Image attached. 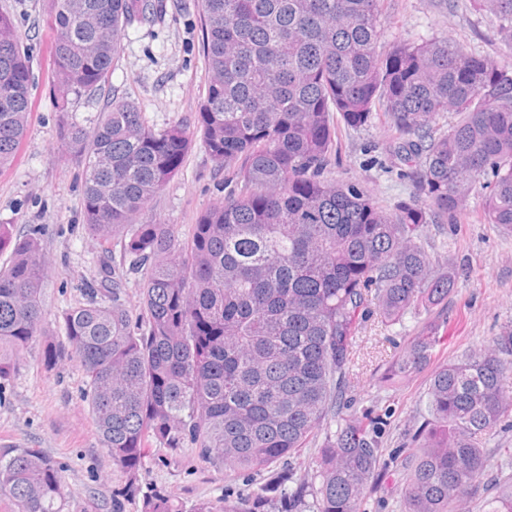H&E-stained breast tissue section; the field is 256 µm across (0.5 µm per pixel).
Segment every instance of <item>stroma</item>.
Wrapping results in <instances>:
<instances>
[{
  "mask_svg": "<svg viewBox=\"0 0 512 512\" xmlns=\"http://www.w3.org/2000/svg\"><path fill=\"white\" fill-rule=\"evenodd\" d=\"M163 24L133 22L122 36V52L110 74L112 94L134 99L149 124L163 128L193 122L208 80L200 0H164ZM49 0H0V11L13 15L17 34L29 53L34 107L21 149L0 172V224L13 237L39 229L49 263L45 270L44 333L24 351L18 369L0 382V454L12 448H37L66 470L63 512H110L112 495L126 478L101 446L94 418L82 397L84 376L76 363L46 368L41 360L45 335L62 338L61 313L84 302L87 283L101 272L99 246L83 227L82 171L66 159L58 142L57 113L51 90L50 44L46 25ZM379 52L400 42L445 39L468 51L512 61L500 41L497 21L476 10L473 0H385L379 17ZM407 166L395 152V140L383 113L343 131L336 179L357 182L386 211L413 192ZM225 173L211 160L200 139H193L181 171L136 217L140 224H169L182 237L198 215L223 202ZM483 198L471 193L466 211L453 224H428L422 242L439 266L452 267L455 287L429 309L386 319L377 301L363 310L354 338V357L336 409L356 418L378 438L381 484L368 491L363 512H405L401 488L403 463L417 447L418 430L429 417L427 389L432 368L483 348L494 337L512 332V232L485 223ZM440 323L444 344L432 352L429 368L396 381L384 373L401 357L427 322ZM319 444L270 465L249 477L202 462L195 447L154 449L140 471L142 489L172 494L184 505L200 500L223 506L267 482L271 473L290 467L309 476ZM485 471L475 479L456 512H484L487 500L512 485V414L486 437Z\"/></svg>",
  "mask_w": 512,
  "mask_h": 512,
  "instance_id": "35a3bbf8",
  "label": "stroma"
}]
</instances>
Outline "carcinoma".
Masks as SVG:
<instances>
[{
  "label": "carcinoma",
  "mask_w": 512,
  "mask_h": 512,
  "mask_svg": "<svg viewBox=\"0 0 512 512\" xmlns=\"http://www.w3.org/2000/svg\"><path fill=\"white\" fill-rule=\"evenodd\" d=\"M384 0H201L209 77L193 126L150 125L112 96L96 122L73 117L83 96L105 90L135 17L159 22L162 0H50L52 94L62 153L82 167L83 221L104 260L120 247L140 277L132 323L120 285L104 276L62 313L65 340L47 339L43 365L77 363L103 448L126 475L112 512L140 493L154 447L188 441L209 465L255 470L324 434L317 468L274 474L217 510L157 490L140 512H361L379 477L377 437L336 401L369 293L402 317L454 289L434 273L419 238L453 224L474 188L483 219L512 231V65L448 40L399 44L380 54ZM494 15L512 52V0H474ZM28 53L0 12V171L21 149L32 112ZM384 113L396 154L409 164L411 198L388 213L357 183L327 178L342 131ZM454 122L439 126L442 114ZM201 136L212 161L235 167L224 203L200 213L191 237L136 215L177 176ZM44 254L39 234L16 240L0 267V380L40 335ZM446 340L429 327L392 376L429 365ZM512 333L481 353L437 367L402 488L405 512H454L487 467L482 440L512 410ZM0 458V497L14 512H62L63 466L36 448ZM512 512V490L487 503Z\"/></svg>",
  "instance_id": "cac0c4a2"
}]
</instances>
